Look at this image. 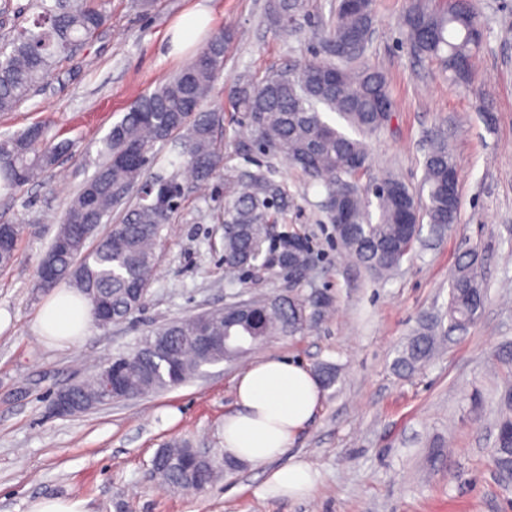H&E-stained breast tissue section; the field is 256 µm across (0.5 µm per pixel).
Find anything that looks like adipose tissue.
<instances>
[{
    "label": "adipose tissue",
    "mask_w": 512,
    "mask_h": 512,
    "mask_svg": "<svg viewBox=\"0 0 512 512\" xmlns=\"http://www.w3.org/2000/svg\"><path fill=\"white\" fill-rule=\"evenodd\" d=\"M211 22L198 8L167 33L172 53L194 45ZM91 317L87 303L62 289L51 291L36 320L40 336L58 345L76 343ZM236 412L224 418V451L237 460L271 464L262 491L273 497L304 499L317 486L318 471L301 459H285L296 435L312 419L321 398L314 376L304 367L277 356L253 364L236 381Z\"/></svg>",
    "instance_id": "adipose-tissue-1"
}]
</instances>
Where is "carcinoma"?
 I'll return each mask as SVG.
<instances>
[{
  "label": "carcinoma",
  "instance_id": "cac0c4a2",
  "mask_svg": "<svg viewBox=\"0 0 512 512\" xmlns=\"http://www.w3.org/2000/svg\"><path fill=\"white\" fill-rule=\"evenodd\" d=\"M432 0H408L403 16L405 44L418 58L437 59L455 83L472 79V57L484 33L470 0H451L434 7ZM303 0H277L280 30L298 25ZM31 17L19 19L26 13ZM0 13L13 15L10 30L0 38V112H12L68 64L76 51L90 43L106 24L100 0H29L13 7L3 0ZM373 0H344L322 27L330 47L292 69V82L276 73L262 81L245 76L235 81L233 107L247 114L251 133L238 140L247 154L256 145L284 156L315 184L326 199L348 200L351 223L337 226L336 241L343 252L373 274H391L414 247L418 225L428 218L442 233L457 222L459 194L448 193V168L457 167L448 138L437 133L424 161L421 190L413 191L392 176H369L366 138L386 126L381 113L395 103L385 75L361 61L355 41L372 33ZM233 40L218 33L182 70L153 91L141 95L102 139L94 173L79 188L60 217V226L44 258L50 261L51 291L65 283L85 297L92 321L99 326L129 319L140 309L145 288L156 271V247L161 232L182 207L188 192L207 187L224 161L216 128L221 114L205 109L213 84L224 68V53ZM324 106L356 133L352 137L329 123ZM167 145L173 172L153 173L154 144ZM68 149L66 142L47 137V128L33 124L22 131L0 134V191L11 193L47 170ZM281 192L264 173L224 179V222L236 232L224 236V267L229 270L279 269L288 278L308 268L309 253L291 257L285 249L265 247L273 228L271 209L280 207ZM129 208L118 224L112 209ZM110 228L102 232V225ZM21 228L0 230V268L16 261ZM93 246H88L91 238ZM486 299L472 254L450 281L448 317L451 324L468 325L480 315ZM247 317L236 307L204 311L167 324L152 336H163V348L139 347L122 358L123 374L134 391L146 395L187 382L201 367L244 358L270 336H294L329 313L327 296L302 297L292 291L244 302ZM210 335L226 337L225 346L205 350L195 340L205 322ZM441 342L436 321L424 315L395 360L399 371L413 373L435 354ZM115 357V360L122 359ZM322 387L338 382V370H317ZM99 385L91 376L72 385V398L82 411L98 406ZM501 418L492 457L503 471L512 466V390L501 396ZM190 451L186 442L165 446L159 465L161 480L182 489V471L167 465Z\"/></svg>",
  "mask_w": 512,
  "mask_h": 512
}]
</instances>
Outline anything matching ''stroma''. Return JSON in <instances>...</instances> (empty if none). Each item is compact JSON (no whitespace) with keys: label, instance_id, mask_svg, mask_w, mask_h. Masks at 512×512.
Wrapping results in <instances>:
<instances>
[{"label":"stroma","instance_id":"1","mask_svg":"<svg viewBox=\"0 0 512 512\" xmlns=\"http://www.w3.org/2000/svg\"><path fill=\"white\" fill-rule=\"evenodd\" d=\"M473 2L484 39L472 82L453 85L437 62L413 59L402 46L406 0H374L364 59L385 74L396 110L368 141L370 173L419 188L440 131L455 148L460 196L456 224L439 238L422 231L423 246L380 279L337 248L321 187L281 156L249 158L237 148L243 115L232 108L235 80L259 81L323 55L319 32L338 0H304L303 19L286 34L271 23L272 0H156L146 12L132 0H101L107 22L99 36L42 91L0 113V134L42 122L50 137L70 143L38 181L0 196V224L23 227L15 264L0 269V311L10 317L0 331V512H29L39 497L81 498L87 512H512V482L491 457L498 397L512 387V0ZM198 5L211 13V33H236L208 101L223 110L222 172L206 194H189L163 230L142 309L57 346L34 329L45 298L34 287L40 260L95 170L97 141L139 95L191 61L188 53L170 55L165 35ZM261 166L288 191L275 232L305 235L311 247L308 271L289 280L224 268V177ZM473 251L488 288L480 317L450 332L421 371H398L397 350L421 315H445L450 278ZM290 288L328 293L333 314L301 334L268 338L251 359L275 355L339 371L288 450L319 473L311 497L261 495L264 464L221 468L201 493L152 477L154 455L175 439L223 456L224 416L235 408V379L244 371L234 362L205 366L174 389L83 414L53 413L59 389L134 352L156 327Z\"/></svg>","mask_w":512,"mask_h":512}]
</instances>
